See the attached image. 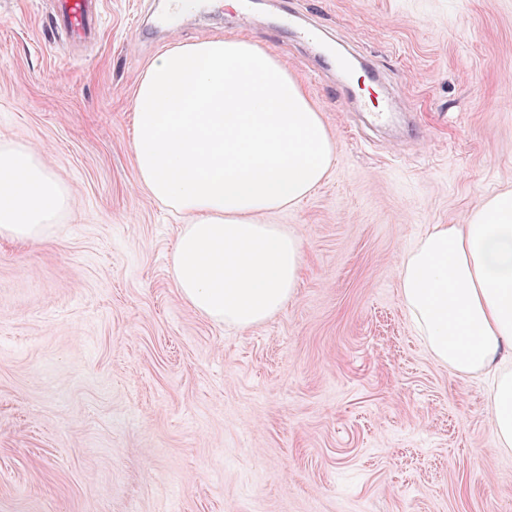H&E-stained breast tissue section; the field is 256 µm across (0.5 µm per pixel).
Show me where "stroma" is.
I'll return each mask as SVG.
<instances>
[{
    "label": "stroma",
    "mask_w": 512,
    "mask_h": 512,
    "mask_svg": "<svg viewBox=\"0 0 512 512\" xmlns=\"http://www.w3.org/2000/svg\"><path fill=\"white\" fill-rule=\"evenodd\" d=\"M104 0L70 43L52 0H0V145L68 205L0 238V512H512L488 382L437 363L397 285L433 224L512 189V0ZM322 38L313 43L303 29ZM261 42L321 112L323 182L266 216L303 243L294 299L248 330L181 298L183 217L135 183L131 102L171 44ZM364 64L400 134L364 125L326 44Z\"/></svg>",
    "instance_id": "stroma-1"
}]
</instances>
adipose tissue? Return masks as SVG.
I'll return each mask as SVG.
<instances>
[{
  "label": "adipose tissue",
  "instance_id": "obj_1",
  "mask_svg": "<svg viewBox=\"0 0 512 512\" xmlns=\"http://www.w3.org/2000/svg\"><path fill=\"white\" fill-rule=\"evenodd\" d=\"M134 175L182 213L170 256L188 306L246 330L296 294L301 239L263 215L325 178L334 140L301 85L245 39L175 43L141 75L132 103ZM67 205L60 181L24 146H0V237L35 241ZM406 311L454 375L487 374L496 449L512 453V190L464 224H433L398 269Z\"/></svg>",
  "mask_w": 512,
  "mask_h": 512
}]
</instances>
